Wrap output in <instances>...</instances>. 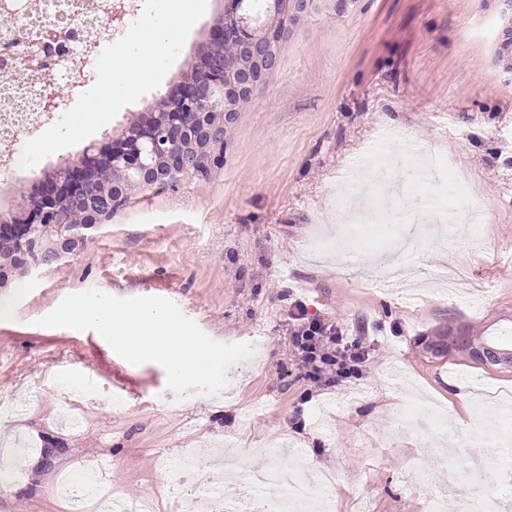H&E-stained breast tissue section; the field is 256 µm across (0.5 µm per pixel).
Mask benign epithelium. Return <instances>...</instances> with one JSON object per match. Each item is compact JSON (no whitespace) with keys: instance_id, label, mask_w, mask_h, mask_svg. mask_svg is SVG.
I'll return each mask as SVG.
<instances>
[{"instance_id":"7a95c632","label":"benign epithelium","mask_w":512,"mask_h":512,"mask_svg":"<svg viewBox=\"0 0 512 512\" xmlns=\"http://www.w3.org/2000/svg\"><path fill=\"white\" fill-rule=\"evenodd\" d=\"M0 11L21 24L29 10L25 0H0ZM288 32V19L266 27L254 24L243 0H225L224 14L214 24L199 59L189 65L182 80L160 96L150 120L140 122L105 147H89L80 162L60 166L45 174L33 193L9 210H0V238L19 247L20 267L26 271L50 266L74 255L85 245L102 218L123 200L126 179L150 185L166 182L184 171H202L210 155L181 147L187 142L211 147L224 140V120L234 111L232 102L253 94L271 61V47ZM244 42L245 59L235 67L224 65V43ZM80 27H47L40 32V49H15L13 58L33 72L52 69L46 51L82 43ZM45 112H56L63 103L61 87L44 84L39 93ZM54 246L43 245L44 235L55 229Z\"/></svg>"}]
</instances>
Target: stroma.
<instances>
[{
    "mask_svg": "<svg viewBox=\"0 0 512 512\" xmlns=\"http://www.w3.org/2000/svg\"><path fill=\"white\" fill-rule=\"evenodd\" d=\"M224 11L208 0L158 91L122 108L87 143L17 172L0 209L45 173L110 143L184 76ZM512 0H311L250 102L224 125L214 164L135 186L80 253L0 286V459L24 477L0 486V512H69L64 473L107 460L104 489L155 512H201L205 482L316 459L333 472L329 512H427L413 467L445 448L473 461L512 434V416L472 406L512 389V369L468 352L435 354L448 336H492L512 316ZM447 160L475 213L477 244L420 226L442 185L404 164L398 222L349 227L337 203L344 172L380 140ZM356 246L358 263L339 265ZM91 288L174 301L212 338L250 342L219 395L175 400L165 369L133 365L96 332L37 326L64 297ZM367 325L378 362L333 388L301 377L288 310ZM194 454L169 486L159 459ZM468 489L512 512V465Z\"/></svg>",
    "mask_w": 512,
    "mask_h": 512,
    "instance_id": "1",
    "label": "stroma"
}]
</instances>
